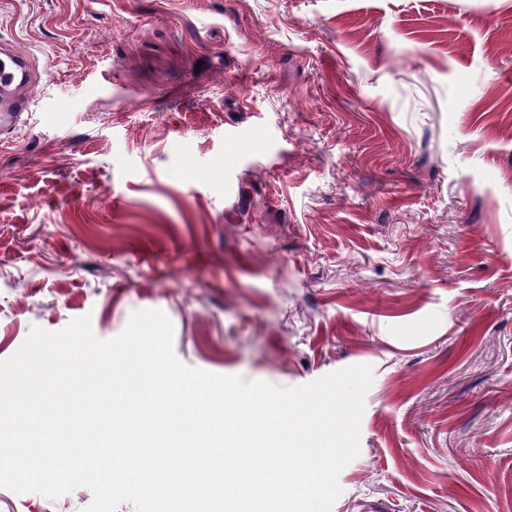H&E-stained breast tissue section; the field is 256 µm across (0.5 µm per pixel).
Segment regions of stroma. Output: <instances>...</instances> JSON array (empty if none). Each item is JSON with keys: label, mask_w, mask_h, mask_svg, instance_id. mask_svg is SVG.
Here are the masks:
<instances>
[{"label": "stroma", "mask_w": 512, "mask_h": 512, "mask_svg": "<svg viewBox=\"0 0 512 512\" xmlns=\"http://www.w3.org/2000/svg\"><path fill=\"white\" fill-rule=\"evenodd\" d=\"M0 360L163 311L185 365L372 369L331 512H512V0H0ZM0 489V512H83ZM41 82L34 57L13 41L0 39V136L26 121L33 91ZM24 88V92H18Z\"/></svg>", "instance_id": "stroma-1"}]
</instances>
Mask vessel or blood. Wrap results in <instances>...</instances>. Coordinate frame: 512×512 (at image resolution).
Returning a JSON list of instances; mask_svg holds the SVG:
<instances>
[{
	"label": "vessel or blood",
	"instance_id": "obj_1",
	"mask_svg": "<svg viewBox=\"0 0 512 512\" xmlns=\"http://www.w3.org/2000/svg\"><path fill=\"white\" fill-rule=\"evenodd\" d=\"M41 75L34 57L15 42L0 39V136L26 121L30 101Z\"/></svg>",
	"mask_w": 512,
	"mask_h": 512
}]
</instances>
